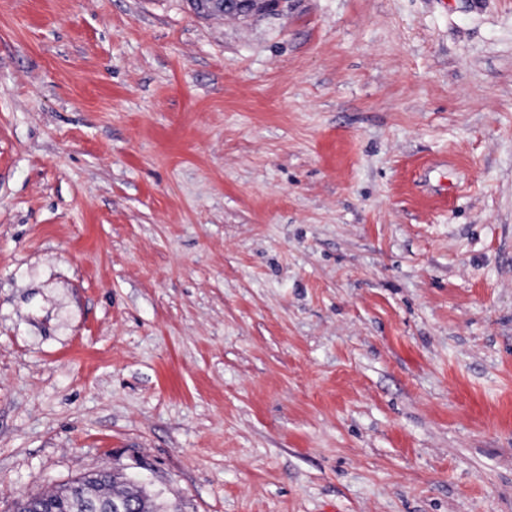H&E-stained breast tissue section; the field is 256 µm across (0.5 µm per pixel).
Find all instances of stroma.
Wrapping results in <instances>:
<instances>
[{"label":"stroma","mask_w":512,"mask_h":512,"mask_svg":"<svg viewBox=\"0 0 512 512\" xmlns=\"http://www.w3.org/2000/svg\"><path fill=\"white\" fill-rule=\"evenodd\" d=\"M512 512V0H0V512ZM212 6L219 5L225 14H230L243 19H257L276 13L280 10L285 0H210ZM194 5L195 10L197 8ZM199 14V11H197ZM224 13H207L209 15H224ZM131 484V480L122 473L89 474L77 478V480L60 485L53 492L41 497L55 504L53 512H79L80 500L72 485H81L88 491H103L117 485ZM130 501L112 496L87 498L84 502V512H135Z\"/></svg>","instance_id":"1"}]
</instances>
